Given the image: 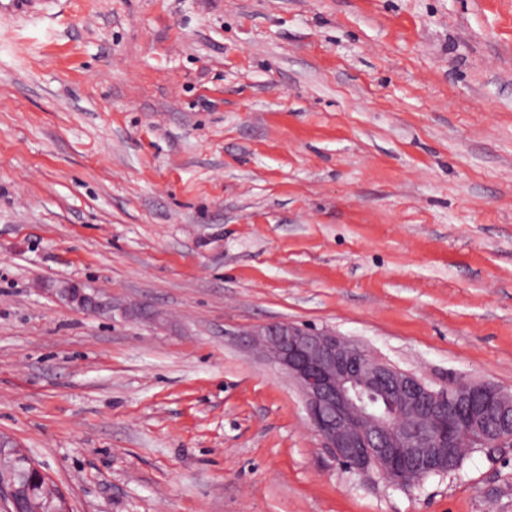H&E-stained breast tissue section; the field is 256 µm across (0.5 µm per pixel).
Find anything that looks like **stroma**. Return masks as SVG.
Wrapping results in <instances>:
<instances>
[{
	"instance_id": "stroma-1",
	"label": "stroma",
	"mask_w": 512,
	"mask_h": 512,
	"mask_svg": "<svg viewBox=\"0 0 512 512\" xmlns=\"http://www.w3.org/2000/svg\"><path fill=\"white\" fill-rule=\"evenodd\" d=\"M273 321L512 389V0L0 11V434L71 512H512V447L346 470Z\"/></svg>"
}]
</instances>
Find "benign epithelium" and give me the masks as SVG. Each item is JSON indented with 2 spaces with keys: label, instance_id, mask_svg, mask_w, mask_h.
Listing matches in <instances>:
<instances>
[{
  "label": "benign epithelium",
  "instance_id": "obj_1",
  "mask_svg": "<svg viewBox=\"0 0 512 512\" xmlns=\"http://www.w3.org/2000/svg\"><path fill=\"white\" fill-rule=\"evenodd\" d=\"M244 338L296 384L311 429L359 476L404 488L419 472L447 474L462 438L512 446L511 389L470 381L435 390L331 330L272 322Z\"/></svg>",
  "mask_w": 512,
  "mask_h": 512
}]
</instances>
